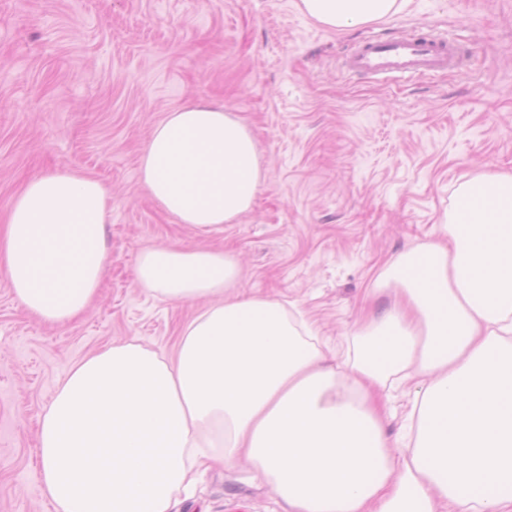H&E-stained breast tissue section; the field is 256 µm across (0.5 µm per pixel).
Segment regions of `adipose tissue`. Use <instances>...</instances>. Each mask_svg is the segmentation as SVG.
Returning a JSON list of instances; mask_svg holds the SVG:
<instances>
[{
  "mask_svg": "<svg viewBox=\"0 0 512 512\" xmlns=\"http://www.w3.org/2000/svg\"><path fill=\"white\" fill-rule=\"evenodd\" d=\"M404 0H300L334 29L398 13ZM262 178L254 137L222 106L166 113L139 182L176 223L219 231ZM482 207L425 243L421 278L368 313L355 356L325 365L313 326L244 292L223 252L144 250L136 281L175 302L206 300L173 358L133 342L77 362L40 417L39 479L55 512H171L212 460L247 458L288 512H512V173L476 181ZM109 189L62 167L27 181L0 230V276L26 312L64 325L97 297L110 264ZM413 382L403 441L378 391Z\"/></svg>",
  "mask_w": 512,
  "mask_h": 512,
  "instance_id": "1",
  "label": "adipose tissue"
}]
</instances>
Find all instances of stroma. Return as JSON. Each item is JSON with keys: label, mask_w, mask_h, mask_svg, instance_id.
<instances>
[{"label": "stroma", "mask_w": 512, "mask_h": 512, "mask_svg": "<svg viewBox=\"0 0 512 512\" xmlns=\"http://www.w3.org/2000/svg\"><path fill=\"white\" fill-rule=\"evenodd\" d=\"M448 39L460 66L369 76L345 57L379 37ZM190 99L252 131L264 179L236 223L178 224L139 185L151 128ZM71 167L112 194L110 265L77 320L29 317L0 278V512H54L38 419L69 369L112 342L169 356L199 305L134 279L149 247L222 249L242 287L287 303L345 356L361 309L389 305L386 269L442 241L460 185L512 172V0H406L396 15L332 29L296 0H0V218L28 178ZM241 461L204 471L172 512H285Z\"/></svg>", "instance_id": "1"}]
</instances>
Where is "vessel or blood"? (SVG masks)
Listing matches in <instances>:
<instances>
[{
	"label": "vessel or blood",
	"instance_id": "1",
	"mask_svg": "<svg viewBox=\"0 0 512 512\" xmlns=\"http://www.w3.org/2000/svg\"><path fill=\"white\" fill-rule=\"evenodd\" d=\"M345 64L365 73L418 74L455 66L456 52L449 42L430 34L376 39L354 47Z\"/></svg>",
	"mask_w": 512,
	"mask_h": 512
}]
</instances>
